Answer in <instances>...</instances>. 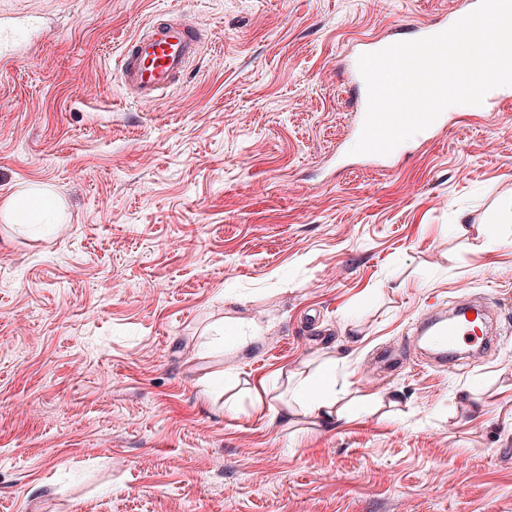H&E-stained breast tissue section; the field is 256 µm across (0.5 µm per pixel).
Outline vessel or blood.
Masks as SVG:
<instances>
[{
    "label": "vessel or blood",
    "instance_id": "b4317fda",
    "mask_svg": "<svg viewBox=\"0 0 512 512\" xmlns=\"http://www.w3.org/2000/svg\"><path fill=\"white\" fill-rule=\"evenodd\" d=\"M479 0H459V6L450 12L444 22L430 26H417L416 38H425L445 31L452 24L473 11ZM15 29L13 24L0 21V62L18 65L23 54L12 50ZM200 48V37L191 24L169 20L163 23L150 20L146 28L129 39L120 60L121 82L140 101H155L159 93L168 90L187 70ZM476 318L464 316L460 320L431 317L424 323L425 334L444 336L446 345L437 349L434 357L440 364L455 361L462 342L476 333Z\"/></svg>",
    "mask_w": 512,
    "mask_h": 512
}]
</instances>
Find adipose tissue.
<instances>
[{
    "mask_svg": "<svg viewBox=\"0 0 512 512\" xmlns=\"http://www.w3.org/2000/svg\"><path fill=\"white\" fill-rule=\"evenodd\" d=\"M0 219L9 224L34 225L55 231L61 220L60 205L50 189L43 186L22 188L0 207ZM306 410L323 420L336 416V373L332 366L302 377L298 382Z\"/></svg>",
    "mask_w": 512,
    "mask_h": 512,
    "instance_id": "obj_1",
    "label": "adipose tissue"
}]
</instances>
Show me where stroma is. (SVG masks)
Instances as JSON below:
<instances>
[{
    "mask_svg": "<svg viewBox=\"0 0 512 512\" xmlns=\"http://www.w3.org/2000/svg\"><path fill=\"white\" fill-rule=\"evenodd\" d=\"M456 0H0V512H512V108L388 164L352 154L359 41ZM201 50L152 102L118 78L159 12ZM466 296L482 359L419 352ZM246 341L231 346L227 327ZM336 367L344 417L296 381ZM0 16V63L1 71H3L4 60H8L12 65H19L25 61V56L16 50H11V44L14 39L15 26L13 23L3 22ZM10 46V49L7 47ZM0 216L8 224L36 225L48 232H54L61 223L60 205L52 191L36 185L22 188L10 197Z\"/></svg>",
    "mask_w": 512,
    "mask_h": 512,
    "instance_id": "obj_1",
    "label": "stroma"
}]
</instances>
